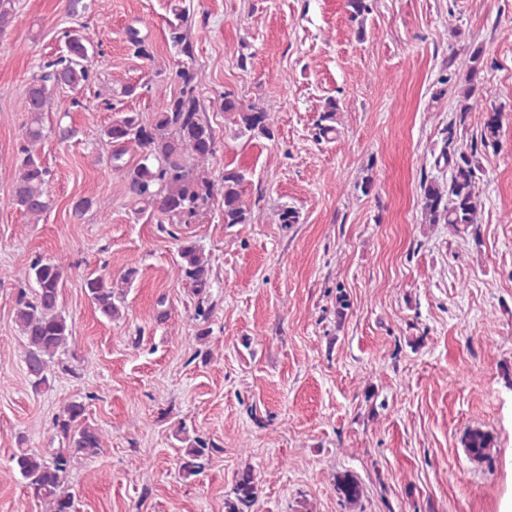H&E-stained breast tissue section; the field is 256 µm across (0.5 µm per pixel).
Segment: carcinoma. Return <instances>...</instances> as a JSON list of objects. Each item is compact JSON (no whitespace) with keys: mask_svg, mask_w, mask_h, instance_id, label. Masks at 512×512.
I'll return each instance as SVG.
<instances>
[{"mask_svg":"<svg viewBox=\"0 0 512 512\" xmlns=\"http://www.w3.org/2000/svg\"><path fill=\"white\" fill-rule=\"evenodd\" d=\"M169 40L178 53L187 57L169 73L170 90L164 96L161 110L146 122L138 112H122L101 129V138L111 147L112 168L121 174L132 198L145 208L161 215V224H193L207 214L215 197H222V220L228 226L252 223V209L245 199V174L235 168L224 169L220 181L210 177L209 165L219 149V139L212 125L203 117L199 89L204 80L202 70L195 68L193 46L187 40L182 25L170 24ZM132 54L140 59L154 58L153 46L134 27L128 30ZM93 41L79 31L64 35V47L56 57L43 66L26 89L29 120L23 127L21 145L14 161L16 170L12 204L31 221H39L49 209L47 188L51 171L36 153V146L47 137L41 116L51 107L58 92V77H63L65 89L79 92L95 81ZM339 106L327 102L316 121L317 137L336 131L334 123ZM460 111L481 113V142L497 145L500 128L498 116L483 111L478 101L471 100V92L463 94ZM224 112L232 116L237 126L236 135L248 139L274 138L272 113L259 102L242 103L231 93L224 94ZM138 148L142 157L138 163L127 165L125 155ZM439 159L450 171V180L440 183L432 180L421 185V206L428 224L452 226L476 223L481 201L477 187L479 164L475 155L453 144V136L445 140ZM179 266L188 287L197 297L193 319L200 328L195 341L203 342L209 336L206 327L212 307L208 305L212 267L202 246L184 240L178 246ZM68 266L64 259H35L27 268L25 278L34 288L20 290L16 296L14 322L25 340L23 361L31 386L39 391L49 384L53 368L63 372L69 366L55 361L65 350L70 336L67 319L59 311L60 290L67 278ZM137 269H127L120 281L114 282L105 273H91L83 280V288L100 315L109 321L122 316L125 303L123 286L134 282ZM85 405L68 403L55 419L58 432L67 447L49 457L26 449L12 457L11 477H20L41 499L49 512H72L73 500L67 492L74 459L91 456L102 448L98 429L85 421ZM180 426L177 440L186 444L179 476L185 480L204 472L216 453L223 449L207 439L186 436ZM336 493L347 505L357 504L363 494L360 481L350 473L336 475ZM258 497L256 478L251 469L239 473L233 488V497L224 500V512H252Z\"/></svg>","mask_w":512,"mask_h":512,"instance_id":"carcinoma-1","label":"carcinoma"}]
</instances>
